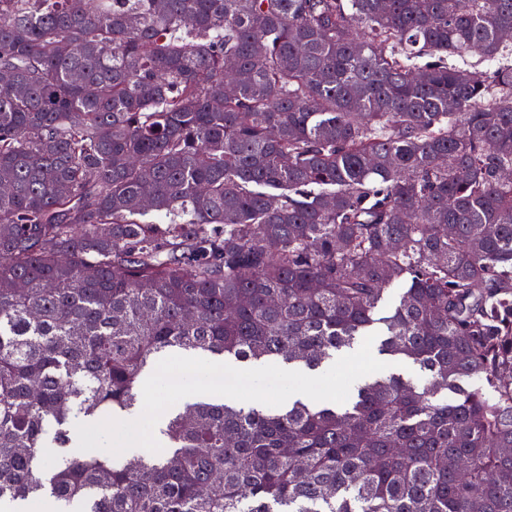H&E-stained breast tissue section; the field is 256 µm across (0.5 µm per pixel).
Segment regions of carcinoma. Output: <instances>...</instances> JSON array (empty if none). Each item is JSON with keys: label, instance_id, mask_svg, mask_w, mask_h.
I'll list each match as a JSON object with an SVG mask.
<instances>
[{"label": "carcinoma", "instance_id": "1", "mask_svg": "<svg viewBox=\"0 0 512 512\" xmlns=\"http://www.w3.org/2000/svg\"><path fill=\"white\" fill-rule=\"evenodd\" d=\"M506 30L512 0H0V508L512 512ZM370 334L424 384L198 394L158 453L77 451L168 356L320 375Z\"/></svg>", "mask_w": 512, "mask_h": 512}]
</instances>
